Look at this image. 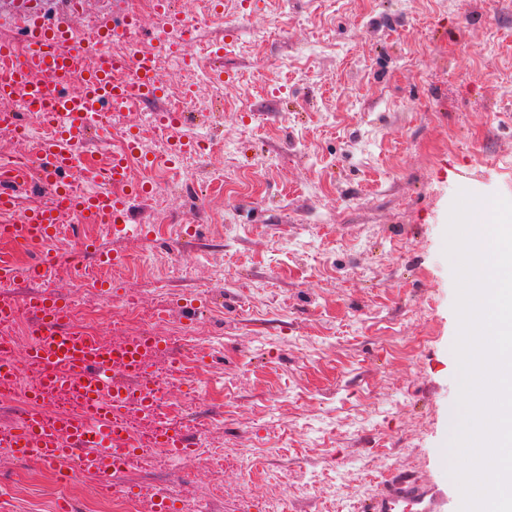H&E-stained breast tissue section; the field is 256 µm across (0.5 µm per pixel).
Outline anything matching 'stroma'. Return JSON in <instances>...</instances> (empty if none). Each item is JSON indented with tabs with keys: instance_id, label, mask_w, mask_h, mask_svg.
I'll use <instances>...</instances> for the list:
<instances>
[{
	"instance_id": "1",
	"label": "stroma",
	"mask_w": 512,
	"mask_h": 512,
	"mask_svg": "<svg viewBox=\"0 0 512 512\" xmlns=\"http://www.w3.org/2000/svg\"><path fill=\"white\" fill-rule=\"evenodd\" d=\"M223 2L163 76L175 89L184 64L223 71V102L190 114L223 148L162 206L140 201L125 237L96 229L139 267L86 265L143 309L166 301L157 334L193 333L201 397L187 430L241 460L135 468L126 489L181 500L221 480L263 505L287 492L285 512H363L406 469L458 512L446 230L459 192L512 199V0ZM175 236L171 272L160 260ZM100 495L94 476L0 458V512H84Z\"/></svg>"
}]
</instances>
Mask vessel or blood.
I'll list each match as a JSON object with an SVG mask.
<instances>
[{
    "mask_svg": "<svg viewBox=\"0 0 512 512\" xmlns=\"http://www.w3.org/2000/svg\"><path fill=\"white\" fill-rule=\"evenodd\" d=\"M87 0H64L58 14L59 23H49V0H0V15L23 17L21 37L29 46L27 55L16 58L12 45L0 42V58L9 59L7 72L0 74V100L12 102L25 95L28 110L49 102L53 111L63 113L61 140L43 143L34 169L6 172L0 180V241L24 244L33 240L46 243L39 260L31 264L29 277L38 280L60 260L49 242L58 232V215L72 211L82 222L110 224L118 234L128 230V209L122 201L105 191V184H120L127 177L121 161L96 175L100 190L85 194L72 192L63 180L72 169L71 151L62 141L76 146L86 144V115L99 112L112 100L128 104L146 103L162 89L149 63L112 56L106 46L118 36L141 37L143 27L138 18L120 16L106 21L90 44L81 46L73 40L74 21L86 7ZM87 54L91 63L86 79L74 85L72 63L78 54ZM128 69L132 75L124 83L111 81L113 72ZM37 179L47 184L53 205L20 210L13 185ZM32 318L30 339L20 361L0 359V384L13 381L18 365L36 367L39 382L26 397L27 408L15 425L0 429V454L23 460H40L56 464L61 480H69L70 459H77L82 473L99 478L109 486L112 472L129 466L134 448L116 447L123 425L111 403L98 400L101 392H110L119 400L137 392L143 409L154 407L156 399L145 390V357H160L164 344L158 336H142L121 349L99 346L89 337L78 334L70 323V303L53 292L35 291L24 296L0 297V324L11 321L19 309ZM80 387L86 400V416L77 422L67 417L49 418L37 411L36 403L47 394ZM442 493L423 476L404 471L392 476L383 493L372 500L368 512H398L399 504L420 506L421 512H441Z\"/></svg>",
    "mask_w": 512,
    "mask_h": 512,
    "instance_id": "1",
    "label": "vessel or blood"
}]
</instances>
